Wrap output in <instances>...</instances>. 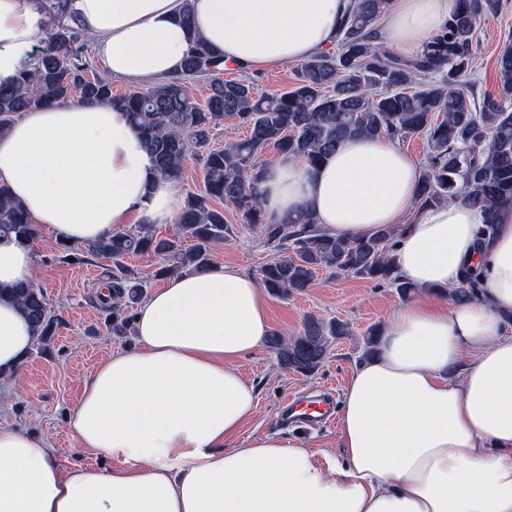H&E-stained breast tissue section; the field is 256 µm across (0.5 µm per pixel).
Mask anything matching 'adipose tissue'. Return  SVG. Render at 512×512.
I'll list each match as a JSON object with an SVG mask.
<instances>
[{
	"instance_id": "1",
	"label": "adipose tissue",
	"mask_w": 512,
	"mask_h": 512,
	"mask_svg": "<svg viewBox=\"0 0 512 512\" xmlns=\"http://www.w3.org/2000/svg\"><path fill=\"white\" fill-rule=\"evenodd\" d=\"M347 0H71L112 77L174 76L190 10L228 62L258 72L336 46ZM452 0H398L391 47L412 52L448 19ZM43 17L0 0V82L29 60ZM419 163L392 139L350 138L310 165L282 157L259 184L269 217L312 215L356 237L406 214L398 274L437 293L478 273V299L416 300L383 327L340 407L337 455L265 434L239 440L255 407L237 364L271 334L264 289L230 267L171 277L135 312L137 344L103 361L69 417L80 448L112 466L63 468L33 434L0 426V512H512V215L481 237L465 195L415 209ZM0 184L64 244L126 224H173L174 180L159 176L125 112L71 102L24 113L0 136ZM34 247L0 236V285L32 282ZM35 332L0 300V378L18 373Z\"/></svg>"
}]
</instances>
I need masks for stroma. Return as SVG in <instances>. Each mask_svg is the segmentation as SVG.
<instances>
[{
	"instance_id": "obj_1",
	"label": "stroma",
	"mask_w": 512,
	"mask_h": 512,
	"mask_svg": "<svg viewBox=\"0 0 512 512\" xmlns=\"http://www.w3.org/2000/svg\"><path fill=\"white\" fill-rule=\"evenodd\" d=\"M478 50L471 80L476 95L493 91L495 59L505 41L512 40V0H503L497 16L482 20L476 30ZM79 261L69 260L47 230H39L35 245L36 287L42 288L59 319L48 344H34L18 375L0 381V425L26 430L55 448L64 467L109 465L103 454L83 451L68 428V416L96 367L114 353L131 349L135 336L118 338L110 329L109 311L98 296L112 276L111 260L76 245ZM273 254L257 234L246 228L214 246L210 262L257 275ZM273 331L291 337L306 316L337 318L347 322L350 333L335 340L320 368L303 376L279 366L275 353L261 348L241 363L244 377L257 393V403L246 421L243 437L270 434L307 448L317 462L337 451V425L302 432L282 428L277 422L281 403L297 391L345 388L353 367L361 360L365 337L371 327L384 326L402 303L394 288L354 276L317 272L310 288L286 299L269 297Z\"/></svg>"
}]
</instances>
